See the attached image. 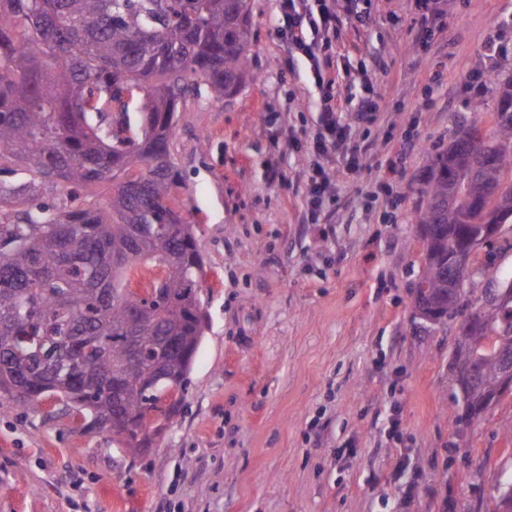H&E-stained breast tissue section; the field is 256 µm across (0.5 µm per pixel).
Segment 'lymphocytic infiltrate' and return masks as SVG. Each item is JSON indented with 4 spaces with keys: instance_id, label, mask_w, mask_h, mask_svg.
<instances>
[{
    "instance_id": "lymphocytic-infiltrate-1",
    "label": "lymphocytic infiltrate",
    "mask_w": 512,
    "mask_h": 512,
    "mask_svg": "<svg viewBox=\"0 0 512 512\" xmlns=\"http://www.w3.org/2000/svg\"><path fill=\"white\" fill-rule=\"evenodd\" d=\"M442 0H408L411 22L417 27L420 46H427L430 37L448 26V13ZM370 19L369 8L360 0H278V19L275 33L287 50L283 71H291L298 59H306L311 78L323 91L318 108V132L307 152L310 165L307 170V221L319 223L320 213L331 188V175L325 166L330 154L343 152L348 170L361 167L364 153L350 146L352 130L377 122L384 95L372 73H363V93L357 106L349 113H341L334 95L351 75L348 66H337L332 51L333 41L340 26L360 29Z\"/></svg>"
}]
</instances>
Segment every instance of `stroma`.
<instances>
[{"mask_svg":"<svg viewBox=\"0 0 512 512\" xmlns=\"http://www.w3.org/2000/svg\"><path fill=\"white\" fill-rule=\"evenodd\" d=\"M401 0H372L360 32L333 50L350 69L383 65L379 123L352 133L364 164L329 162L331 200L306 221V150L322 92L281 75L276 0H252L255 80L215 102L192 90L170 150L180 196L203 245L201 344L185 398L155 448L131 455L109 432H84L52 402L0 404V512H492L512 477V395L459 424L448 384L456 321L415 316L430 153L462 121L490 133L496 90L480 112L458 97L512 0H446L448 27L429 50ZM443 66V85L429 76ZM296 133L301 147L288 143ZM416 140L400 152L403 139ZM277 159L282 180L266 176ZM474 292L512 277V228L480 249Z\"/></svg>","mask_w":512,"mask_h":512,"instance_id":"stroma-1","label":"stroma"}]
</instances>
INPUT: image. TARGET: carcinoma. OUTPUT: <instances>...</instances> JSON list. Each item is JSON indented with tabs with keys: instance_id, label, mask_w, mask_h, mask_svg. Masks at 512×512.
<instances>
[{
	"instance_id": "cac0c4a2",
	"label": "carcinoma",
	"mask_w": 512,
	"mask_h": 512,
	"mask_svg": "<svg viewBox=\"0 0 512 512\" xmlns=\"http://www.w3.org/2000/svg\"><path fill=\"white\" fill-rule=\"evenodd\" d=\"M252 0H0V401L36 410L59 399L86 428L112 430L132 453L153 444L155 419L183 401L206 317L203 246L180 209L170 151L190 87L215 102L255 79L249 67ZM139 103L133 121L129 101ZM512 76L498 80L494 127L462 128L431 155L416 315L461 316L512 344V301L484 306L450 276L489 224L512 221ZM108 184L103 203L94 188ZM46 185L65 203L37 202ZM157 274L146 288L133 273ZM140 347L128 359V342ZM493 390L487 347L457 350ZM127 419L112 427V416ZM493 512H512V479Z\"/></svg>"
}]
</instances>
